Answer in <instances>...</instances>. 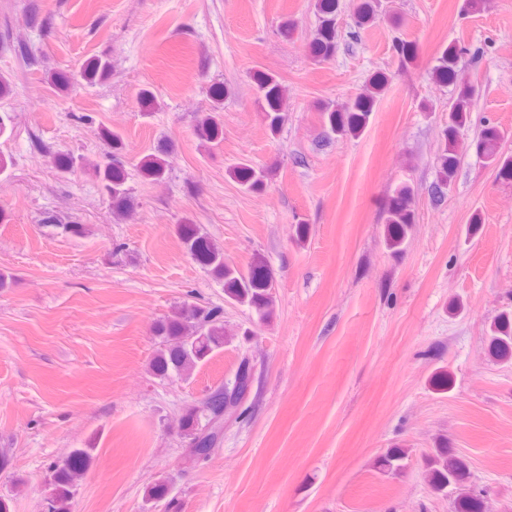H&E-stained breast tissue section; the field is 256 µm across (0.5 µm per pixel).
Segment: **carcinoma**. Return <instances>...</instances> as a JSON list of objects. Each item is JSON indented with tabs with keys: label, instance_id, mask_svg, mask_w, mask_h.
Listing matches in <instances>:
<instances>
[{
	"label": "carcinoma",
	"instance_id": "1",
	"mask_svg": "<svg viewBox=\"0 0 512 512\" xmlns=\"http://www.w3.org/2000/svg\"><path fill=\"white\" fill-rule=\"evenodd\" d=\"M316 26L307 42L314 61L322 63L334 58L337 49L338 16L342 11L341 0H315ZM380 0H355L353 17L355 26L361 28L377 19ZM394 50L403 65L417 62L419 50L416 43L403 39L394 42ZM461 48L450 43L434 59L431 77L434 81L452 87L448 100V124L443 130L438 154L437 180L433 186L436 198H442L444 189L453 181L460 161L459 131L468 121L473 106L475 88L460 67ZM112 62L106 55L92 58L83 67L81 76L94 83L106 78ZM388 76L376 72L368 79L363 90L349 102L321 108L322 120L328 136L341 139L356 138L363 134L372 113L387 89ZM255 100L264 114L270 134L276 135L286 119L287 89L280 78L266 71L253 74ZM228 90L221 85L210 88L211 106L196 120L194 136L202 146H215L224 139V97ZM102 138L112 149V160L94 164L92 169L102 191L112 200V207L121 215L134 208V197L128 185V173L122 162L127 147L116 131L104 129ZM509 135L496 125L488 124L481 130L476 147L485 162L497 172L503 182H512V154L502 150ZM140 176L159 183L167 178L169 160L167 153L157 151L141 156L136 164ZM229 175L246 191L260 193L266 186L268 172L248 162H239L229 169ZM415 191L409 182L398 184L388 196L384 215L385 243L391 254H402L408 243L417 214L414 206ZM176 235L185 252L210 277L224 288V299L246 306L261 319L274 313V279L265 259L253 257L247 269L224 260V252L201 230L200 226L185 219L176 225ZM158 346L149 364V373L158 379L186 376L198 365L207 362L215 353L224 349L227 333L224 329V308L219 305H202L185 302L172 314L158 320L153 327ZM489 352L501 362H512V311L496 316L487 330ZM251 386L249 363L241 361L234 381L214 389L202 401L182 408L178 429L188 440L189 457L196 461L208 458L210 449L224 438L222 426L224 407L242 417L247 411ZM95 448L88 445L74 448L60 462L50 465L52 490L47 499V512H72V499L78 482L89 470ZM406 452L402 449L388 451L380 460V469L397 472L402 469ZM428 481L433 491L454 494L455 512H482L480 499L471 494L465 483L468 479L466 462L444 444L433 448L426 460ZM171 485L164 478L151 482L147 487L146 502L154 507L170 506Z\"/></svg>",
	"mask_w": 512,
	"mask_h": 512
}]
</instances>
